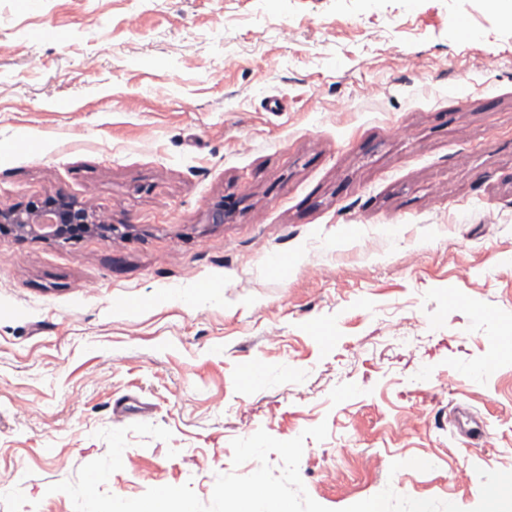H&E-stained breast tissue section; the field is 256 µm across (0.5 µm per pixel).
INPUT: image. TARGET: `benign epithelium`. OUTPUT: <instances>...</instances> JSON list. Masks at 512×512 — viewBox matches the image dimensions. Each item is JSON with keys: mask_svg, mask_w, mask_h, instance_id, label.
Segmentation results:
<instances>
[{"mask_svg": "<svg viewBox=\"0 0 512 512\" xmlns=\"http://www.w3.org/2000/svg\"><path fill=\"white\" fill-rule=\"evenodd\" d=\"M113 228L102 216L62 191L48 194L24 209L0 208V231L11 229L44 240L70 241L93 232L109 238Z\"/></svg>", "mask_w": 512, "mask_h": 512, "instance_id": "obj_1", "label": "benign epithelium"}]
</instances>
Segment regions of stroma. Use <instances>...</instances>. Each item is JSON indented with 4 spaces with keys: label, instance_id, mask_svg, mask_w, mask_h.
Masks as SVG:
<instances>
[{
    "label": "stroma",
    "instance_id": "stroma-1",
    "mask_svg": "<svg viewBox=\"0 0 512 512\" xmlns=\"http://www.w3.org/2000/svg\"><path fill=\"white\" fill-rule=\"evenodd\" d=\"M55 191L117 230L0 234V512H74L50 487L108 428L122 498L210 501L258 467L232 440L321 423L299 473L331 512L388 487L471 512L478 469L512 471L495 0H0V207Z\"/></svg>",
    "mask_w": 512,
    "mask_h": 512
}]
</instances>
